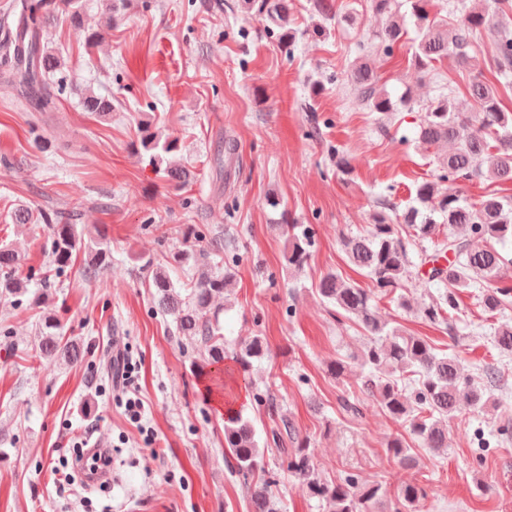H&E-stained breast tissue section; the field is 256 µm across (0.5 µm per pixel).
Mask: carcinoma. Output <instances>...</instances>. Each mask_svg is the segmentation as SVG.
<instances>
[{
  "instance_id": "carcinoma-1",
  "label": "carcinoma",
  "mask_w": 512,
  "mask_h": 512,
  "mask_svg": "<svg viewBox=\"0 0 512 512\" xmlns=\"http://www.w3.org/2000/svg\"><path fill=\"white\" fill-rule=\"evenodd\" d=\"M61 11L71 26L83 29L82 0H60ZM372 11L384 15V28L368 37L383 46L386 56L401 45L405 35L400 0H366ZM430 0H406L414 19L416 36L413 52L415 66L423 72L435 70L434 63L455 53L458 65L475 71L469 83V96L474 111L462 112L450 93L451 87L438 86V98L420 118L416 132L420 144L428 147L447 145L448 152L438 157L433 178L416 189L417 205L408 207L400 223L407 231L401 233L389 211L394 209L387 198L378 200L372 215L373 224L365 235L344 239L349 262L364 271L373 287L364 288L330 272L315 285L317 294L334 308L336 317L358 324L366 333L360 363L364 369L360 392L373 398L380 409L408 428L409 434L434 453L448 448V417L464 409L487 407L495 386L494 369L486 370L487 383L479 384L463 373L459 358L436 348L419 336H407L399 328L380 321L376 297L390 294L403 308L408 301L396 294L406 276L408 247L418 241L433 243L435 253L422 259L429 265L427 282L436 292L420 309L421 317L433 324L448 325L458 309V293L469 288L479 290V303L491 315L512 305V287L499 285L512 258L502 246L512 243V198L491 190L477 203H469L459 195L460 182L483 178L490 183L512 182V113L502 111L497 87L485 80L476 69V60L469 48L483 36L497 46L496 80L507 87L512 83V28L495 20V16L512 11V0H458L453 10L462 15L450 26L443 19L429 16ZM247 8H255L267 16V33L277 40L281 49L292 53L296 33L290 27L288 0H244ZM314 9L325 21H334L347 29H356L357 12L343 14L334 10L333 0H314ZM57 19L50 0H18L11 20L0 19V73L3 77L18 76L16 96L31 112H52L58 95L67 86L62 54L44 44V35ZM365 41L355 43L358 53L348 75L353 101L373 112H391L395 103L379 85V78L366 61ZM85 111L98 117L112 112V100L88 92L82 99ZM139 144L152 152L153 163L163 167L164 177L184 182L187 169L173 160L177 141L162 138L144 123L139 128ZM15 224L47 225L50 239V267L55 276L63 275L82 249V238L70 216L55 212L45 214L21 205L11 215ZM452 232L433 241L439 227ZM287 235L286 260L297 270L304 268L314 246L312 228L307 224L283 225ZM111 251L105 242L87 252L88 268L101 269L111 262ZM19 258L8 244L0 245V300L21 301L29 293L28 283L15 276ZM232 284L229 271L217 266L209 275L194 282L188 299L181 297L169 272L155 269L152 277L155 312L169 316L176 331L199 343L205 351L206 364L224 361L226 341L217 313L211 312L213 300L224 294ZM39 351L47 361L66 359L78 362L83 352L78 343L64 340L60 324L52 315H45L39 335ZM494 346L501 356L512 355V325L504 323L494 331ZM268 347L263 337L237 345L235 355L247 368L252 361L264 358ZM272 443L279 447L281 465L298 478L300 487L309 496L324 501L329 512H377L382 485L362 483L353 474L336 481L321 478L310 450V441L300 436L288 417H279L271 429ZM295 443L288 452V442ZM224 447L230 449L235 473L242 476L251 493L253 512H279L278 502L268 488L275 482L274 474L265 470L264 456L251 420L240 411L224 417ZM386 454L403 467H416V460L406 439L395 434L385 442ZM427 492L420 482L401 487L390 512H421Z\"/></svg>"
}]
</instances>
